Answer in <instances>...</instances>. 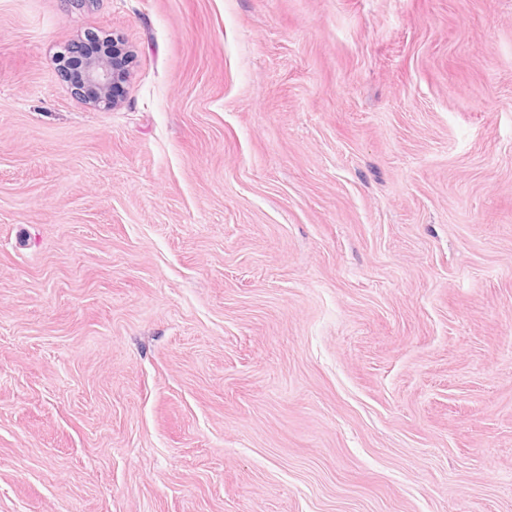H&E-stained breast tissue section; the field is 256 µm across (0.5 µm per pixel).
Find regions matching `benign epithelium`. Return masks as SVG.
<instances>
[{"label": "benign epithelium", "instance_id": "7a95c632", "mask_svg": "<svg viewBox=\"0 0 512 512\" xmlns=\"http://www.w3.org/2000/svg\"><path fill=\"white\" fill-rule=\"evenodd\" d=\"M127 68L125 49L112 50V59L97 56L85 61L80 75L70 80L74 95L92 100L98 107L115 105Z\"/></svg>", "mask_w": 512, "mask_h": 512}]
</instances>
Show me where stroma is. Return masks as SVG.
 <instances>
[{
    "instance_id": "obj_1",
    "label": "stroma",
    "mask_w": 512,
    "mask_h": 512,
    "mask_svg": "<svg viewBox=\"0 0 512 512\" xmlns=\"http://www.w3.org/2000/svg\"><path fill=\"white\" fill-rule=\"evenodd\" d=\"M0 512H512V0H0ZM113 39V38H112ZM112 39H97L94 51L104 50L112 58L110 61L104 56L87 59L80 75L70 79L74 95L92 100L94 105L109 108L115 105L120 84L124 79L127 68L125 49L112 46ZM119 48V52H117Z\"/></svg>"
}]
</instances>
